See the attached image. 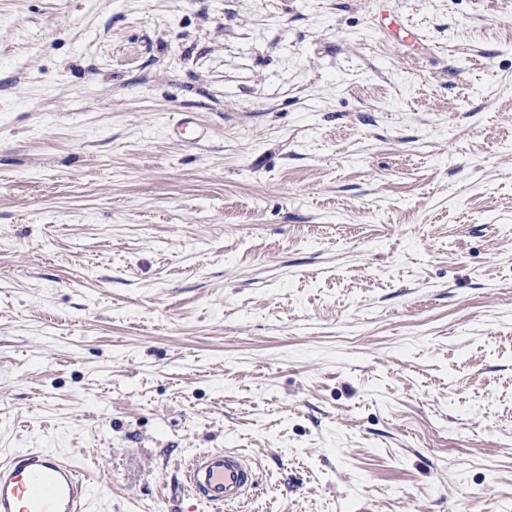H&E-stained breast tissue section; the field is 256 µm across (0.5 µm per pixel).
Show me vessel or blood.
<instances>
[{
  "label": "vessel or blood",
  "mask_w": 512,
  "mask_h": 512,
  "mask_svg": "<svg viewBox=\"0 0 512 512\" xmlns=\"http://www.w3.org/2000/svg\"><path fill=\"white\" fill-rule=\"evenodd\" d=\"M184 478L195 500L220 510L248 498L257 472L237 450L213 448L190 458ZM90 489L80 470L49 449L0 460V512H89Z\"/></svg>",
  "instance_id": "b4317fda"
}]
</instances>
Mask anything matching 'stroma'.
Segmentation results:
<instances>
[{
	"instance_id": "1",
	"label": "stroma",
	"mask_w": 512,
	"mask_h": 512,
	"mask_svg": "<svg viewBox=\"0 0 512 512\" xmlns=\"http://www.w3.org/2000/svg\"><path fill=\"white\" fill-rule=\"evenodd\" d=\"M29 448L89 512H213L212 448L223 512H512V0H0ZM194 499L217 510L248 498L257 483L252 463L232 448H213L193 455L184 472Z\"/></svg>"
}]
</instances>
